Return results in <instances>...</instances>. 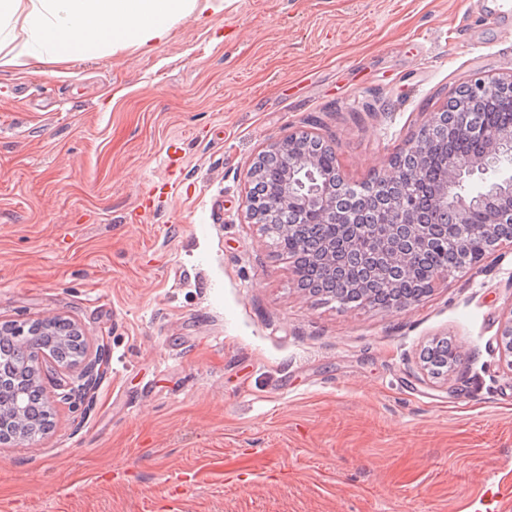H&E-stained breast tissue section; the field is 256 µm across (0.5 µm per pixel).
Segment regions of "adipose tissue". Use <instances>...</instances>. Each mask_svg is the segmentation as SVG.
Here are the masks:
<instances>
[{"mask_svg":"<svg viewBox=\"0 0 512 512\" xmlns=\"http://www.w3.org/2000/svg\"><path fill=\"white\" fill-rule=\"evenodd\" d=\"M213 9L211 0H0V50L39 74L107 50L153 51L182 20L205 21Z\"/></svg>","mask_w":512,"mask_h":512,"instance_id":"1","label":"adipose tissue"}]
</instances>
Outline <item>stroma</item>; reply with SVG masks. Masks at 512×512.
Wrapping results in <instances>:
<instances>
[{"mask_svg":"<svg viewBox=\"0 0 512 512\" xmlns=\"http://www.w3.org/2000/svg\"><path fill=\"white\" fill-rule=\"evenodd\" d=\"M495 3L226 0L150 53L0 66V323L58 316L109 354L83 414L0 443V512H482L512 486V247L406 310L343 308L245 207L288 133L363 184L456 88L512 76Z\"/></svg>","mask_w":512,"mask_h":512,"instance_id":"stroma-1","label":"stroma"}]
</instances>
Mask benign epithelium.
Returning a JSON list of instances; mask_svg holds the SVG:
<instances>
[{"label":"benign epithelium","mask_w":512,"mask_h":512,"mask_svg":"<svg viewBox=\"0 0 512 512\" xmlns=\"http://www.w3.org/2000/svg\"><path fill=\"white\" fill-rule=\"evenodd\" d=\"M505 96L512 97V78L476 80L461 86L450 98V104L455 106L452 123L454 131L483 145L482 152L475 156L448 159L446 171L433 197V208L438 212H444L451 207L458 215V224L454 225L450 237L441 242V246L454 254L457 269L474 268L502 243H512V233L501 232L502 227L512 226V208L497 209L488 204L489 196L483 192L475 195L460 194L454 203H449L450 188L460 186L465 179L476 174H484L494 169L502 170L504 165L512 164V127L488 128L475 118L471 107L473 100ZM442 132L441 113H431L408 145V151L414 157L413 169L405 172L393 164L392 174L381 175L383 179L401 183V193L391 201L389 224L392 229L405 224L409 228L410 236L424 241L427 240L425 227L413 215V189L420 170L425 166L427 151ZM308 146L317 150L334 151L333 145L318 137L295 132L288 134L285 140L270 146L269 150L258 156L247 172L250 180L256 179L270 157L282 154L288 156V173L279 195H246L245 206L251 220L276 238L286 232V225L273 223V217L278 209L291 204L299 210L306 224H344L352 227L355 233L348 240L350 248H361L369 256L384 259L388 265L398 263L407 269L411 268L410 254L397 249L393 235H381L376 231L375 225L361 223L360 214L355 207L336 204V197L352 200L370 192L369 186H353L333 170L330 182L322 185L319 190L302 195L295 194L296 172L316 168V155L306 150ZM476 211L482 214V220L473 224L470 217ZM499 336L501 355L512 369V308L503 318ZM27 367L40 387H45L47 380L52 382L51 398L69 405L76 412L85 406L106 374L108 358L105 349L99 348L94 357L91 358L86 353L82 360L68 364L60 361L52 351L37 349L28 360Z\"/></svg>","instance_id":"1"}]
</instances>
